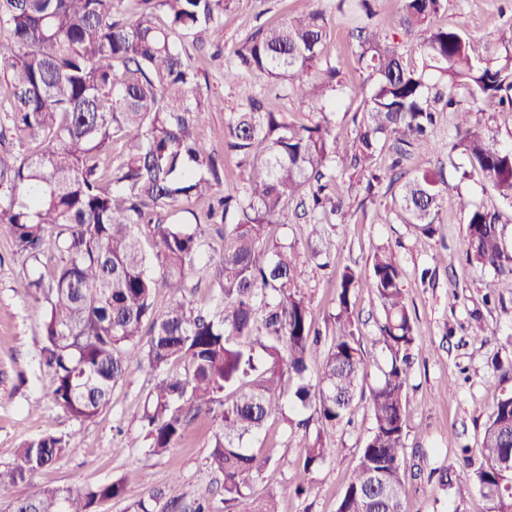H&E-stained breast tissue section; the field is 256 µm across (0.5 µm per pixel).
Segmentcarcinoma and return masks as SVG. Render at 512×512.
<instances>
[{
  "instance_id": "cac0c4a2",
  "label": "carcinoma",
  "mask_w": 512,
  "mask_h": 512,
  "mask_svg": "<svg viewBox=\"0 0 512 512\" xmlns=\"http://www.w3.org/2000/svg\"><path fill=\"white\" fill-rule=\"evenodd\" d=\"M0 0V227L14 254L30 266L16 281L43 302L41 364L52 374L55 404L77 420L95 417L131 362L156 373L136 419L146 447L166 453L202 416L213 420L208 465L224 477V512H281L271 490L256 497L257 480L271 458L247 447L271 420L292 422L282 399L295 378L292 409L317 415L292 476L306 490L312 469L336 455V427L350 423V407L365 377L354 331L353 290L359 276L344 268L336 285L334 332L315 377L310 351L315 327L299 286L307 264L329 266L314 247L325 225H310L307 250L273 236L272 225L291 203L311 217L336 214L330 193L336 173L350 174L367 195L383 179L377 156L390 147L397 160L431 146L436 104L456 113L455 142L468 172L488 179L512 203V148L485 135L472 112L457 108L466 90L496 111L512 115V24L498 42L477 44L463 32L434 23L445 0H399L408 27L425 44L412 66L374 32L357 45V62L374 86L359 107L354 137L335 129L336 68L323 64L329 35L320 9L280 26L257 29L224 69V83L255 74L316 105L317 120L297 126L240 88L242 108L224 121V153L251 169L241 193L217 198L222 254L211 306L184 299L185 281L211 277L201 234L168 222L192 212L223 184L215 151L199 129L219 106L200 95L198 70L178 50L190 41L206 47L235 0ZM375 0H339L357 20L371 19ZM163 18L155 20V11ZM126 139L112 158V142ZM442 171H418L400 187L406 223L425 236L437 232L454 196ZM508 223L497 209L476 206L467 215L465 263L492 273L490 301L502 276L512 278ZM149 234L154 252L142 249ZM404 269L386 249L369 269L381 319L377 342L388 352L382 377L370 391L373 427L336 512H404L405 483L448 470H407V389L415 322L406 302ZM165 289L167 306L155 303ZM69 440L44 435L25 442L0 463V504L11 512H95L123 495L128 477L90 488L45 487L23 499L13 489L63 457ZM478 464L469 481L486 512H512V395L501 398L483 430Z\"/></svg>"
}]
</instances>
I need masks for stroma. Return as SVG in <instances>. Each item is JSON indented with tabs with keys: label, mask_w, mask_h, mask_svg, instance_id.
<instances>
[{
	"label": "stroma",
	"mask_w": 512,
	"mask_h": 512,
	"mask_svg": "<svg viewBox=\"0 0 512 512\" xmlns=\"http://www.w3.org/2000/svg\"><path fill=\"white\" fill-rule=\"evenodd\" d=\"M310 7L323 10L328 19L331 34L322 55L336 68L338 80L346 87L333 119L337 129L352 133L354 113L373 81L356 63V22L348 11L339 9L338 0H236L225 12L224 26L215 36L222 47L219 57L201 54L191 46L186 49L200 69L201 93L222 103L221 108L210 112L200 133L224 157V192L242 191L249 174L237 158L224 152V119L242 105L237 89L224 83V68L231 65L235 50L259 27L279 24ZM374 10L373 29L406 62L421 64L422 38L408 31L397 0H375ZM437 22L474 40L491 42L512 23V0H446ZM241 81L266 107L288 113L296 124L311 119V104L293 94L289 85L274 88L265 79L248 73ZM455 125V113L441 112L432 151L413 155L403 165L409 173L442 169L448 181L458 187L455 202L442 213L432 237L422 236L406 223L396 202L398 185L382 182L368 200L355 180L346 175L336 178L335 191L345 208L336 218V231L324 237L320 248L335 258L337 268L351 267L363 278L354 300L356 338L368 377L358 390L351 424L336 430L335 457L313 470L307 494L299 497L289 488L307 436L305 429L272 421L252 440L253 448L271 458L256 490L275 491L282 512H336L371 431L370 388L380 375L386 355L376 341L379 304L364 278L373 253L380 247L388 248L405 271L402 287L421 346L410 373V428L405 444L407 449L424 451L422 467L444 465L456 475L454 488L445 495L427 483H409L407 512H486L485 500L468 483L460 450L465 445L478 447L492 409L501 397L512 394V373L493 364L497 358L512 360V279L499 283L495 305H483V282L490 274L463 261L466 215L475 205L507 213L512 211V204L503 201L481 175L459 180L454 169L459 156L452 149ZM425 268L430 275L424 279L420 272ZM22 272L10 237L0 228V462L8 461L25 441L46 433L70 437L71 448L61 461L20 484L17 496L26 497L41 487L85 490L133 471L138 478L128 485L124 497L101 502L97 512H132L133 503L153 489L160 491L166 502L188 504L205 495L215 508H223L222 478L207 465L211 418L200 417L185 440L167 454H149L139 442L140 430L133 415L154 385L146 366L129 363L109 404L91 420L77 421L56 406L53 379L38 363L42 305L17 292L16 280ZM300 287L310 302L315 325L332 323L335 288L325 272L309 265ZM455 293L460 299L456 305H449L448 299ZM479 327L484 330L480 336L475 333Z\"/></svg>",
	"instance_id": "obj_1"
}]
</instances>
